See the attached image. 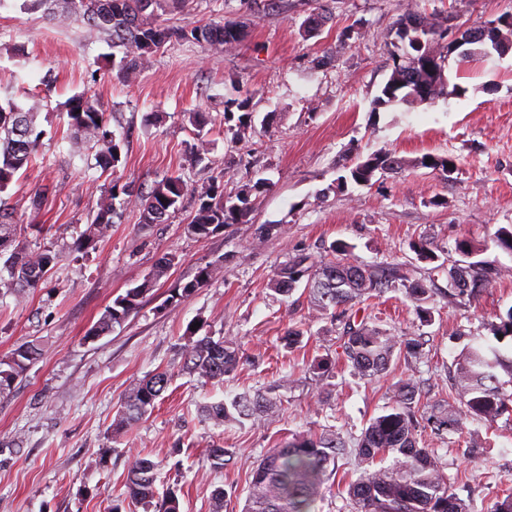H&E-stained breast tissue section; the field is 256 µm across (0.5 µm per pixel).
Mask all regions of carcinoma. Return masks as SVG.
Returning <instances> with one entry per match:
<instances>
[{"mask_svg": "<svg viewBox=\"0 0 512 512\" xmlns=\"http://www.w3.org/2000/svg\"><path fill=\"white\" fill-rule=\"evenodd\" d=\"M61 15L71 23L107 35L122 56L112 66L127 81H134L141 69L166 44L173 41L202 43L216 54L235 50L244 39L243 26L233 22L197 25L187 21L171 26L162 17L173 11L189 12L191 0H62ZM448 17L437 13H408L400 18L396 36L401 42L393 55L392 72L376 105L395 102L432 104L447 94L445 75L447 55L438 49L446 39ZM68 118L67 137L97 149L96 166L102 171L116 167L121 158V143L110 125V114L91 91L74 95L65 103ZM255 112L252 96L231 98L224 104V123L241 140L252 130ZM198 127L196 143L185 155L184 162L197 165L208 153L203 128L209 118L203 112L190 113ZM43 131L36 128L35 113L25 112L11 104L0 106V194L6 192L15 176L30 167L38 157ZM416 164L439 171L443 176L457 169V159L426 154ZM404 160L390 150H380L358 157L346 175L337 178L338 185L352 182L368 186L378 173L396 172ZM264 185L245 184L235 195L224 196L217 180L196 191L194 214L187 224L188 233L207 238L235 224L251 207L252 191ZM189 188L180 176H170L157 183L150 192L134 194L128 186L114 180L102 190L98 210L90 224L69 246L80 252L96 246L106 236L117 218L129 205L138 208L141 223L163 224L170 212L179 209ZM17 225L13 212L0 197V260L8 277L0 275V293L13 295L17 301L27 299L29 291L39 287L45 277L61 261V253L51 250L29 251L15 245ZM353 246L338 241L331 246L333 257L315 260L300 254L288 260L272 278L274 290L291 295L303 288L315 317L343 325L338 358L361 379L383 374L394 356L427 358L424 343L411 336H394L388 330L368 324L357 316L355 306L363 298L379 296L389 290L403 288L415 304L418 318L427 321L429 309L424 307L434 289L422 279L413 278L399 266L363 267L352 259ZM418 259L433 262L437 255L431 242L421 238L411 244ZM462 259L448 268L444 294L474 299L501 274V268L486 259H476L482 251L462 239L456 244ZM172 259L166 255L156 261L149 276L138 286L118 296L107 307L87 333L89 338L104 336L122 324L139 308L143 297L167 274ZM221 273L218 266L197 270L182 291L186 294L203 286ZM493 325L495 344L487 347L466 346L457 360L456 401L440 406L428 417L435 434L458 431L466 420L494 422L504 415L512 417V352L504 354L499 345H512V307L498 315ZM41 355L39 346L27 342L0 360V394L27 370ZM241 359L238 340L220 336H203L186 343L181 351L179 369L211 383H224V377L235 371ZM509 380L503 381L498 371ZM173 372L159 369L150 377L128 388L112 421L116 435L128 431L148 412L171 383ZM418 389L410 381L397 384L394 395L382 411L371 418L356 447L347 450L332 431L320 434H295L281 445L268 449L252 471L242 512H318L323 485L332 475L330 467L338 459L355 455L365 465L359 476L345 484L353 512H472L470 504L452 492L440 456L433 448L418 445L419 422L416 415ZM278 412L277 398L271 392L246 390L229 400L208 403L202 415L217 425L236 424L241 420H260ZM211 467L222 471L233 461L227 448H211ZM389 465H383V462ZM382 466L376 467L374 463ZM159 463L147 455L133 456L128 463L125 480L126 497L141 505L146 512H180L177 489L158 488Z\"/></svg>", "mask_w": 512, "mask_h": 512, "instance_id": "obj_1", "label": "carcinoma"}]
</instances>
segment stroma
<instances>
[{
    "instance_id": "1",
    "label": "stroma",
    "mask_w": 512,
    "mask_h": 512,
    "mask_svg": "<svg viewBox=\"0 0 512 512\" xmlns=\"http://www.w3.org/2000/svg\"><path fill=\"white\" fill-rule=\"evenodd\" d=\"M286 2L259 14L251 0H194L191 21L245 25L239 48L216 55L174 41L131 83L113 69L111 43L99 32L47 19L26 0L0 7V104L35 112L46 132L41 163L19 173L7 194L26 246L73 242L114 179L147 190L174 174L192 188L219 175L228 196L248 181L267 182L252 194L243 222L206 238L187 232L190 209L144 225L138 209L128 208L94 250L64 255L27 303L0 295V359L29 340L42 348L0 395V512H112L116 505L144 512L125 497L127 458L137 453L159 463L161 482L178 487L181 512H210L218 486L236 491L226 512H242L256 461L280 440L333 430L355 447L405 379L419 387L421 412L433 413L452 392L461 350L490 338L497 314L512 307V253L493 242L498 227L512 225V52L466 61L452 53L447 96L430 106L372 107L391 74L394 29L403 14L439 12L449 25L476 28L512 14V0ZM319 11L329 22L304 36V20ZM187 18L174 14L169 22ZM324 56L332 64L318 66ZM88 89L111 112L122 142L121 160L108 172L97 167L93 149L73 150L66 137L63 105ZM245 93L252 96L255 130L238 143L225 129L224 102ZM193 110L210 115L209 152L187 169L183 157L197 133L187 117ZM380 149L395 152L405 167L366 187L337 188L345 166ZM426 154L455 157L458 167L443 177L418 166ZM422 237L444 264L458 260V240H469L509 276L476 301L436 298L426 322L404 290L363 300L361 315L394 335L421 337L427 361L393 359L373 380L341 363L312 372L311 360H334L339 335L313 318L304 295L270 289L275 272L301 253L323 258L343 240L362 266L397 264L424 278L432 265L411 249ZM165 254L172 264L137 311L112 333L87 338L104 309L141 284ZM209 264L221 266V275L181 295L197 268ZM291 327L305 332L295 350L279 343ZM193 335L240 340V365L223 384L178 373L180 349ZM166 367L173 380L152 413L113 437L126 390ZM247 388L277 389L278 415L229 426L202 416L201 405ZM420 443L436 449L451 490L476 512H490L512 489V419L469 420L440 436L425 425ZM216 446L235 455L221 472L208 459ZM357 472V458L339 460L319 512H352L344 484Z\"/></svg>"
}]
</instances>
